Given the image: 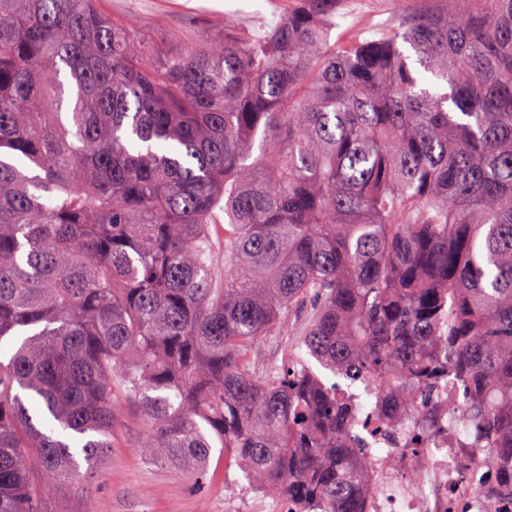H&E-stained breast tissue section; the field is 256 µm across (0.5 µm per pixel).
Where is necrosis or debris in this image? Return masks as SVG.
<instances>
[{"label": "necrosis or debris", "instance_id": "4bbe7bcc", "mask_svg": "<svg viewBox=\"0 0 512 512\" xmlns=\"http://www.w3.org/2000/svg\"><path fill=\"white\" fill-rule=\"evenodd\" d=\"M379 431H362L371 456L369 490L362 512H481L497 495L487 484L483 467L463 468L462 459L447 443L424 438L418 449L423 465L411 471L402 455V434L415 425L409 404L383 415Z\"/></svg>", "mask_w": 512, "mask_h": 512}]
</instances>
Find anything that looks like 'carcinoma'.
Wrapping results in <instances>:
<instances>
[{
	"mask_svg": "<svg viewBox=\"0 0 512 512\" xmlns=\"http://www.w3.org/2000/svg\"><path fill=\"white\" fill-rule=\"evenodd\" d=\"M337 2L165 49L95 0H0V512L94 480L126 403L182 479L222 448L293 512H358L349 429L387 402L351 390L379 380L426 385L424 423L512 490V0L369 36ZM302 322L303 320L294 319L290 321L288 325V320L285 321L280 330V336H274L269 342L267 341L264 344L255 361L254 370L256 375H259L262 367H265L268 363L275 360L279 363L281 362L283 359V350L288 347V337H296V333Z\"/></svg>",
	"mask_w": 512,
	"mask_h": 512,
	"instance_id": "1",
	"label": "carcinoma"
}]
</instances>
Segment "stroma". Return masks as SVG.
I'll return each instance as SVG.
<instances>
[{"instance_id":"35a3bbf8","label":"stroma","mask_w":512,"mask_h":512,"mask_svg":"<svg viewBox=\"0 0 512 512\" xmlns=\"http://www.w3.org/2000/svg\"><path fill=\"white\" fill-rule=\"evenodd\" d=\"M98 6L172 47L212 34L227 17L242 33L263 34L287 14L292 0H98ZM142 435L140 412L125 410L94 485L79 482L61 491L73 512H258L249 483L239 469L225 467L223 453L212 454L197 485L145 460L137 448Z\"/></svg>"}]
</instances>
